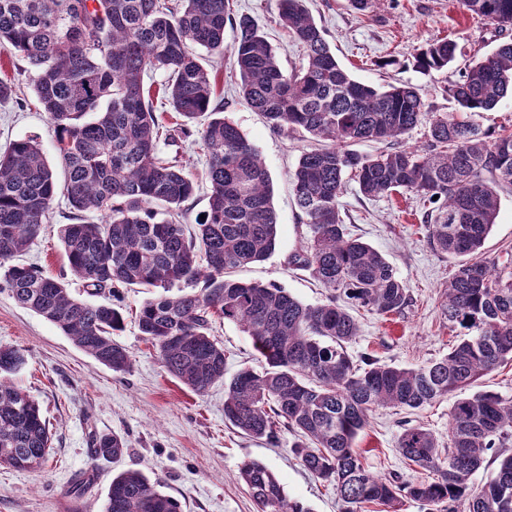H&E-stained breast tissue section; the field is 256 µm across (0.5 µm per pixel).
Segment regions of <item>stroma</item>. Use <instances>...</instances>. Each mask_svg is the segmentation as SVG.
I'll return each mask as SVG.
<instances>
[{
  "label": "stroma",
  "mask_w": 512,
  "mask_h": 512,
  "mask_svg": "<svg viewBox=\"0 0 512 512\" xmlns=\"http://www.w3.org/2000/svg\"><path fill=\"white\" fill-rule=\"evenodd\" d=\"M230 5L234 15L250 16L264 32L283 70L302 65L303 47L279 24V0H230ZM307 6L325 29L337 60L356 80L376 87L412 84L419 89L427 111L441 115L457 110L448 87L465 63L512 41V25L501 27L471 16L460 0H383L364 12L355 10L350 0H307ZM444 38L456 40L463 57L441 71L416 69L415 53ZM232 63L228 54L205 61L216 78L214 103L260 154L272 180L278 222L275 251L264 261L240 269L237 276L282 286L307 305L322 304L327 289L308 272L289 264L307 235L306 225L298 221L291 175L310 142L305 133L271 127L244 103L230 78ZM25 67L20 57L0 51V80L16 88L11 98L0 101V148L34 137L52 162L56 159L53 127L36 100ZM180 152L197 183L185 217L192 224L208 208L209 154L196 135L181 142ZM341 210L349 235L380 252L411 294L402 313L385 319L356 312L360 334L348 345L349 354L407 368L446 356L462 335L439 310L440 292L456 260L429 245L422 200L409 193L370 199L351 181L341 197ZM70 216L66 199L56 198L41 235L19 261L68 283L80 299L107 303L108 294L86 292L70 272L58 238L59 225ZM119 297L125 321L114 339L133 358L131 370L124 374L113 373L51 322L16 303L8 290H0V346L19 349L26 359L12 380L39 404L53 434L49 460L40 471L0 467V512H105L113 477L127 470L141 471L159 482L162 491L179 502L181 512H256L247 487L238 478L240 464L249 459L266 464L287 495L312 512H340L334 490L315 480L292 453L295 438L291 433L281 431L273 441L245 436L224 420L223 383L198 395L165 370L138 328L136 312L147 297L145 290L123 288ZM213 335L224 348L226 376L245 367L262 370L250 337L237 324L216 323ZM452 403L447 396L410 413L378 409L355 441L365 467L405 481L427 479V471L405 460L396 448L401 424L424 425L440 440H447ZM92 430L123 437L126 453L116 460L96 458L88 444ZM86 477L92 480L88 490L82 496H71L70 487Z\"/></svg>",
  "instance_id": "1"
}]
</instances>
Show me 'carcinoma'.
Here are the masks:
<instances>
[{
	"mask_svg": "<svg viewBox=\"0 0 512 512\" xmlns=\"http://www.w3.org/2000/svg\"><path fill=\"white\" fill-rule=\"evenodd\" d=\"M280 2L281 26L306 57L289 73L251 19L230 20L228 0H0V49L26 61L66 173L58 183L35 138L0 150V284L112 372L131 369L132 356L112 339L123 327L119 306L88 303L64 281L13 263L40 235L61 194L78 219L59 230L72 275L96 292L163 289L143 302L136 318L164 368L198 395L224 382V419L243 434L272 441L281 428L291 432L292 452L336 491L342 512H361L366 503L404 512L408 501L429 512H512L511 397L477 392L456 399L446 447L420 424L402 428L399 453L436 472L431 482L374 474L354 449L377 408L419 409L512 361V262L501 264L483 250L498 189L512 188V132H490L474 120L512 88V43L448 86L459 114L429 120L425 153L398 147L362 155L349 146L397 141L425 118L419 90L354 79L306 0ZM462 6L495 25L512 24V0H462ZM229 20L237 32L231 53L243 101L274 128L323 143L302 152L292 174L308 235L291 264L331 290L320 305H304L276 284L231 277L274 252L278 223L259 154L211 107L213 79L198 50L223 55ZM457 52L454 40L442 39L422 48L414 66L440 71ZM149 71L167 75L161 94L182 118L184 136H191L188 124L208 116L198 130L210 156L208 209L191 232L185 203L196 184L181 159L160 155V139L170 134L144 88ZM348 176L366 197L405 192L433 204L425 220L428 241L457 259L441 307L467 333L423 368L369 357L358 363L346 350L359 325L338 299L379 316L400 313L411 301L385 257L348 236L340 204ZM200 282L204 287L195 288ZM186 285L192 289L169 294ZM221 319L251 338L263 371L243 368L224 379V348L211 335ZM23 364L19 350L0 348V467L36 471L51 451L52 433L38 403L10 379ZM91 444L103 459L127 450L117 434H94ZM488 460L496 463L495 475L477 486L472 477ZM238 477L257 512H310L259 461L243 462ZM106 512L180 510L158 483L127 470L112 478Z\"/></svg>",
	"mask_w": 512,
	"mask_h": 512,
	"instance_id": "cac0c4a2",
	"label": "carcinoma"
}]
</instances>
